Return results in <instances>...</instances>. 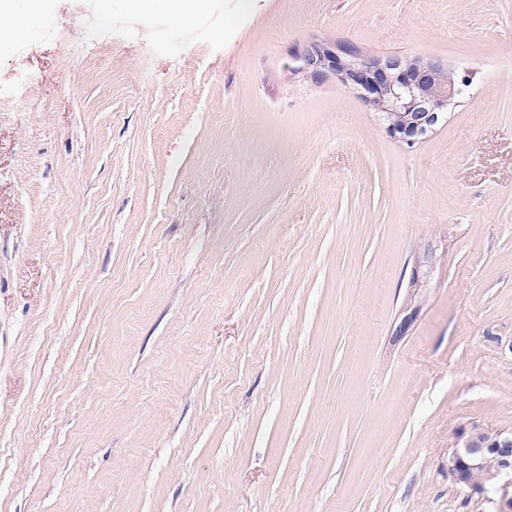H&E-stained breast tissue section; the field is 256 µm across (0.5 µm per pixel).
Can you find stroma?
Returning a JSON list of instances; mask_svg holds the SVG:
<instances>
[{"label":"stroma","instance_id":"35a3bbf8","mask_svg":"<svg viewBox=\"0 0 512 512\" xmlns=\"http://www.w3.org/2000/svg\"><path fill=\"white\" fill-rule=\"evenodd\" d=\"M191 4L0 38V512H490L448 455L512 429V0ZM313 37L470 85L409 148Z\"/></svg>","mask_w":512,"mask_h":512}]
</instances>
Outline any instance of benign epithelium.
Wrapping results in <instances>:
<instances>
[{
	"instance_id": "benign-epithelium-1",
	"label": "benign epithelium",
	"mask_w": 512,
	"mask_h": 512,
	"mask_svg": "<svg viewBox=\"0 0 512 512\" xmlns=\"http://www.w3.org/2000/svg\"><path fill=\"white\" fill-rule=\"evenodd\" d=\"M293 60V73L310 80L333 76L374 110L396 116L386 132L409 147L435 128L465 87L439 60L366 55L349 44L319 38L297 49ZM483 470L486 479L473 478ZM448 477L468 498L494 505L493 512H512V431L480 424L458 429Z\"/></svg>"
}]
</instances>
